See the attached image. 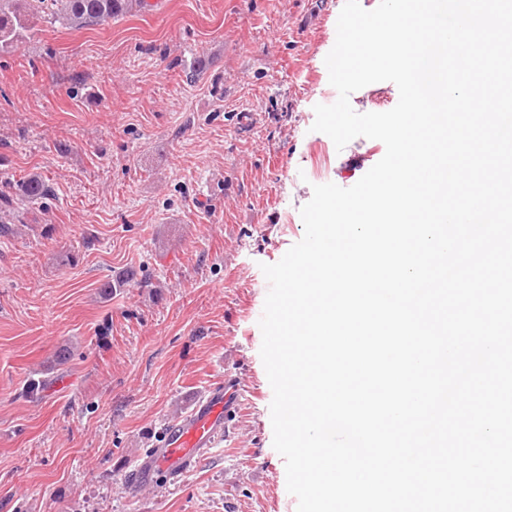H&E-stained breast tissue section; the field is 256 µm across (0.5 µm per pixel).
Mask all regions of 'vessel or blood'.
<instances>
[{"label":"vessel or blood","instance_id":"vessel-or-blood-1","mask_svg":"<svg viewBox=\"0 0 512 512\" xmlns=\"http://www.w3.org/2000/svg\"><path fill=\"white\" fill-rule=\"evenodd\" d=\"M235 398V387L224 382L195 401L184 416L165 424L152 452L134 465L125 489L132 492L139 485L161 479L177 485L223 437L224 415Z\"/></svg>","mask_w":512,"mask_h":512}]
</instances>
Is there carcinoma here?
<instances>
[{
	"instance_id": "cac0c4a2",
	"label": "carcinoma",
	"mask_w": 512,
	"mask_h": 512,
	"mask_svg": "<svg viewBox=\"0 0 512 512\" xmlns=\"http://www.w3.org/2000/svg\"><path fill=\"white\" fill-rule=\"evenodd\" d=\"M147 7V0H0V50L21 41L48 19L81 30ZM54 196L52 183L36 174L5 181L0 185V234L19 232L12 224L19 220L21 206L43 205Z\"/></svg>"
}]
</instances>
